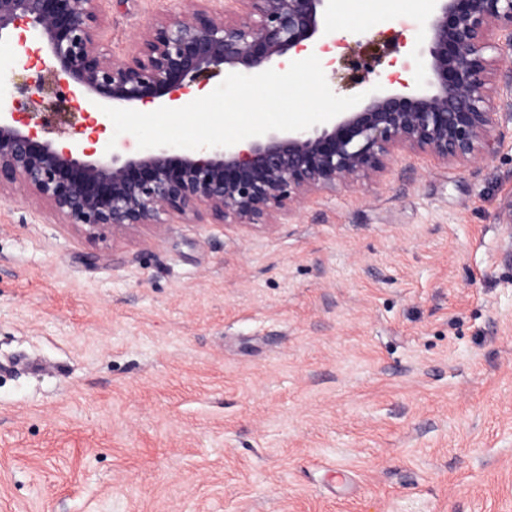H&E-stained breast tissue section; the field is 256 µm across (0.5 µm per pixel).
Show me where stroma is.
I'll return each mask as SVG.
<instances>
[{
    "mask_svg": "<svg viewBox=\"0 0 512 512\" xmlns=\"http://www.w3.org/2000/svg\"><path fill=\"white\" fill-rule=\"evenodd\" d=\"M432 0H331L336 69ZM177 0H106L117 51ZM283 223L88 233L0 187V512H512V123Z\"/></svg>",
    "mask_w": 512,
    "mask_h": 512,
    "instance_id": "35a3bbf8",
    "label": "stroma"
}]
</instances>
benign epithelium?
Returning a JSON list of instances; mask_svg holds the SVG:
<instances>
[{
  "mask_svg": "<svg viewBox=\"0 0 512 512\" xmlns=\"http://www.w3.org/2000/svg\"><path fill=\"white\" fill-rule=\"evenodd\" d=\"M101 0H0V42L39 30L49 67L24 66L0 99V186L19 185L65 224L91 232L138 224H275L314 193L383 172L397 150L448 161L497 152L501 109L512 79L493 81L495 55L512 52V0H434L424 33L423 82L384 86L333 119L304 131H271L247 148L165 147L128 159L76 143L58 148L39 134L68 103L159 107L210 73L255 75L283 65L304 42L326 38L328 0H180L155 18L127 55L101 38ZM379 63L354 60L361 80Z\"/></svg>",
  "mask_w": 512,
  "mask_h": 512,
  "instance_id": "obj_1",
  "label": "benign epithelium"
}]
</instances>
